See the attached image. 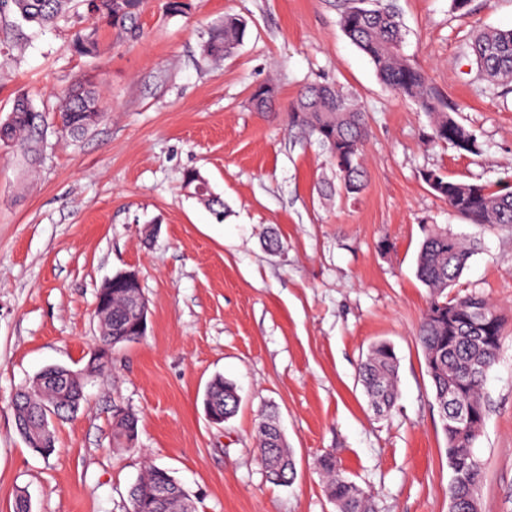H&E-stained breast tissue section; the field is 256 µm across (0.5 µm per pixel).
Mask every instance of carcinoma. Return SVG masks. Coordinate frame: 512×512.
I'll use <instances>...</instances> for the list:
<instances>
[{
    "instance_id": "carcinoma-1",
    "label": "carcinoma",
    "mask_w": 512,
    "mask_h": 512,
    "mask_svg": "<svg viewBox=\"0 0 512 512\" xmlns=\"http://www.w3.org/2000/svg\"><path fill=\"white\" fill-rule=\"evenodd\" d=\"M86 7V0H0V14L11 13L30 28L43 29L65 18L73 5ZM144 0H98L96 15L89 25L77 29L68 44L70 53L91 56L99 48V27L105 25L131 40L141 36L140 17ZM344 34L373 63L380 82L394 94L411 101L430 118L426 140L431 145L450 144L459 151L481 153L475 135L454 116L456 109L446 103L428 74L401 54L403 26L389 3L366 9H346L340 18ZM247 26L240 17L224 16V26L207 40V56L216 62L232 56L243 43ZM483 75L494 85L512 82V30H488L475 34L468 45ZM101 100L95 82L78 83L59 99L56 115L66 137L78 140L94 126L93 112ZM290 122L314 136L324 147L332 143L348 147L344 157H329L336 177L351 195L365 185L367 171L362 149L369 136L365 113L352 98L330 84L304 87L289 109ZM8 139L29 155L38 154L43 141L45 113L36 108L29 95L14 99L6 118ZM432 190L448 203L450 211L470 224L512 227V188L491 190L483 184L465 183L438 174ZM474 246L446 227L432 225L416 255V276L427 288L429 302L418 329L434 402L441 414L447 442L448 467L452 472L448 498L457 512H477L483 465L473 448L481 436L486 409L484 383L494 367L505 333L507 319L496 306L478 294L451 296L453 288L472 257ZM129 309L121 290L112 293V312L101 323V346H120L138 339L128 330ZM359 378L371 402L379 409L391 408L398 396V359L393 346L378 342L361 363ZM84 384L69 377V369L49 367L22 388L13 407L22 417L18 427L29 448L48 457L55 449L54 435L43 430L45 407L56 414L73 413L83 400ZM204 397L212 409L226 418L234 416L238 387L223 376L214 377ZM275 416L263 414L259 425L258 455L268 478L277 483L291 480L295 464L287 443L270 429ZM315 467L324 479L328 497L337 512H372L370 497L343 472L331 453L321 455ZM130 512H181L184 489L165 468L150 464L131 485Z\"/></svg>"
}]
</instances>
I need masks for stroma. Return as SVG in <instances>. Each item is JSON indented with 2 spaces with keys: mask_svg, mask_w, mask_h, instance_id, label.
<instances>
[{
  "mask_svg": "<svg viewBox=\"0 0 512 512\" xmlns=\"http://www.w3.org/2000/svg\"><path fill=\"white\" fill-rule=\"evenodd\" d=\"M166 3L146 0L140 41L102 30L93 58L64 49L82 10L37 34L0 15V118L21 91L49 110L37 168L0 147V512L20 494L31 512H129L148 461L171 471L196 512H336L314 467L329 451L373 512H448L446 440L417 341L428 292L415 258L433 224L480 242L455 290L509 318L474 452L481 512H512V230L467 223L422 178L512 185V83L490 89L467 53L476 32L512 29V0L463 11L452 0H394L404 54L457 106L478 156L427 145V115L387 91L342 32L354 0H191L182 16ZM228 13L247 21V36L215 63L202 46ZM90 76L102 81L105 115L74 143L51 108ZM262 83L275 86L278 111L251 107ZM309 83L336 85L367 114L368 178L356 197L322 194L336 171L288 123ZM190 170L223 199V219L187 193ZM124 270L139 274L147 331L87 378L42 457L18 434L12 398L47 366L86 367L100 339L99 289ZM382 340L398 358L400 395L379 415L358 371ZM217 375L241 395L220 425L202 405ZM270 405L295 460L287 485L258 459ZM119 407L139 418L135 447L112 445Z\"/></svg>",
  "mask_w": 512,
  "mask_h": 512,
  "instance_id": "35a3bbf8",
  "label": "stroma"
}]
</instances>
